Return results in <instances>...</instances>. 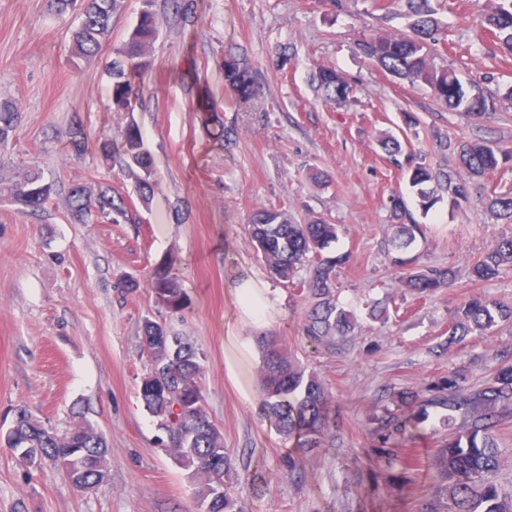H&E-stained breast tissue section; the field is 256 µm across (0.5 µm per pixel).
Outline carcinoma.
Instances as JSON below:
<instances>
[{"mask_svg": "<svg viewBox=\"0 0 512 512\" xmlns=\"http://www.w3.org/2000/svg\"><path fill=\"white\" fill-rule=\"evenodd\" d=\"M154 0H143V9L127 40L108 70L111 84V108L114 112L133 113L142 107L140 88L132 83L135 75L145 76L153 67L152 49L158 37ZM124 0H86L85 18L73 35L72 58L97 56L112 35V18ZM410 33L382 32L357 43V50L375 61L394 78L425 85L448 109L465 112L475 120L496 111L493 99L485 95L477 77L465 78L455 69L436 66L430 43L439 42V22L430 0H407ZM480 17L492 33L497 48L512 54V0H484ZM224 81L237 100L248 104L257 93V75L252 65L236 56L224 57ZM324 98L338 105L350 101L351 82L334 68L321 67L315 75ZM21 120L16 105L0 104V151L8 148L10 136ZM70 155L80 157L88 148V139L79 120L67 133ZM124 162L128 169L140 170L137 192L143 199L151 189V158L142 150L138 126L126 125L121 134ZM439 147L455 154L468 173L466 179L436 170L425 158L409 159L408 184L415 190L419 209L427 214L448 193L453 208L470 202L471 181L507 170L512 151L497 144L444 138ZM53 193L50 183L29 174L10 187L13 201L31 212L42 210ZM72 218L84 224L92 222H133L131 202L110 188L92 192L76 184L69 189ZM489 207L499 219L512 224V187L502 188L489 198ZM391 213L397 221L390 239L393 250L406 252L417 238L425 237L426 225L417 223L405 201L391 198ZM337 239V225L320 219L304 224L294 222L282 211L257 209L248 224L250 246L261 253L272 277L297 282L307 299L304 333L312 342L332 346L336 337L352 336L356 321L351 312L337 306V272L349 262V255L322 256ZM395 265L407 267L402 276L405 288L414 294L429 295L454 284L455 274L447 268H414V259L396 257ZM505 267H512V236L495 239L472 264L469 280L477 284L496 278ZM305 276H299L300 272ZM512 320V307L491 303L480 296L469 298L458 310L448 329V344L470 335H484L496 320ZM142 343L151 364L141 379L139 395L146 411L156 419L167 437L166 449L195 483V493L204 512H241L224 490V476L232 469L231 457L224 451V435L204 410L199 384L202 354L198 349L159 321L146 319ZM261 408L282 434L299 441L297 458L308 457L332 433L336 418L329 394L320 378L308 374L290 359L276 337L262 345L260 366ZM439 404L448 410L443 425L448 438L430 450L431 469L436 475V499L420 505L418 512H512V495H504L489 475L501 465L496 431L500 409L512 405V363H499L483 387L466 390L460 378L448 377L447 391L429 400L417 401L400 395L396 410H386L378 418L374 434L380 447L387 448L405 437L407 424L428 417V406ZM463 423L455 425V414ZM15 440L12 455L27 448H38L45 459L59 466L71 484L96 485L99 467H107L108 445L101 431L88 423L75 425L59 435L25 409L17 410L10 427Z\"/></svg>", "mask_w": 512, "mask_h": 512, "instance_id": "cac0c4a2", "label": "carcinoma"}]
</instances>
